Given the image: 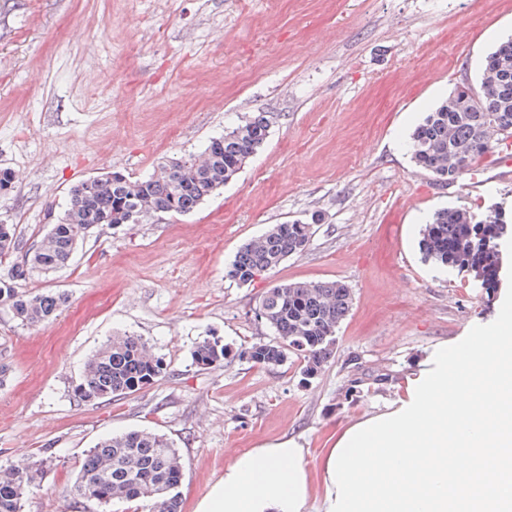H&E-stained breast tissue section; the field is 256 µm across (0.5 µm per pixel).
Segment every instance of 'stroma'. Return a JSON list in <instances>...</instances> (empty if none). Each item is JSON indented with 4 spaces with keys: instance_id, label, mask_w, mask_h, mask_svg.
Masks as SVG:
<instances>
[{
    "instance_id": "stroma-1",
    "label": "stroma",
    "mask_w": 512,
    "mask_h": 512,
    "mask_svg": "<svg viewBox=\"0 0 512 512\" xmlns=\"http://www.w3.org/2000/svg\"><path fill=\"white\" fill-rule=\"evenodd\" d=\"M512 36V0H0V167L14 188L0 222L25 243L54 224L71 187L105 172L150 175L260 112L269 136L191 214L101 225L69 264L28 291L66 292L49 322L0 305V465L42 464L23 512H135L68 496L89 451L113 434L164 435L195 512L239 456L294 439L325 512L324 460L351 425L387 412L420 364L498 316L496 289L425 262L421 231L444 208L512 215V167L443 184L407 141L457 87H478L488 52ZM311 223L308 248L249 284L226 271L269 225ZM341 281L353 304L336 354L304 378L300 356L249 358L273 339L260 296L282 281ZM142 337L166 371L119 400L74 389L112 334ZM232 350L203 369V339Z\"/></svg>"
}]
</instances>
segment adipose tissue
I'll return each mask as SVG.
<instances>
[{"label":"adipose tissue","mask_w":512,"mask_h":512,"mask_svg":"<svg viewBox=\"0 0 512 512\" xmlns=\"http://www.w3.org/2000/svg\"><path fill=\"white\" fill-rule=\"evenodd\" d=\"M303 450L286 439L228 466L196 512H305L309 481Z\"/></svg>","instance_id":"1"}]
</instances>
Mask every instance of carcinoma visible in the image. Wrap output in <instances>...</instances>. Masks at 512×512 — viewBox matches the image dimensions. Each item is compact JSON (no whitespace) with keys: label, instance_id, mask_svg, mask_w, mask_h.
<instances>
[{"label":"carcinoma","instance_id":"carcinoma-1","mask_svg":"<svg viewBox=\"0 0 512 512\" xmlns=\"http://www.w3.org/2000/svg\"><path fill=\"white\" fill-rule=\"evenodd\" d=\"M480 86L487 87L483 110L472 107L466 88H458L410 135L413 162L449 184L499 149L498 131L512 132V38L487 55ZM270 126L269 115L260 112L211 139L200 153L176 158L147 177L111 172L79 181L70 190L58 222L28 248L17 225L0 224V259L24 252L22 261L12 264L8 280L0 282V303L7 304L23 325L49 321L65 306L67 295L21 291L18 283L35 271L50 274L64 267L100 224H128L134 214L144 221L192 213L244 168L265 143ZM507 229L505 213L499 209L477 220L465 208H446L425 224L419 246L424 260L467 272L494 288L501 264L499 241ZM311 237L312 226L302 221L273 224L239 249L228 276L248 284L303 252ZM352 301L351 288L341 281L272 286L259 299L258 315L278 341L255 344L250 359L273 366L294 353L303 358L304 375H317L335 355L336 330ZM229 352L230 346L204 339L196 345L193 360L203 369L215 368ZM165 370L162 358L141 337L116 334L88 358L76 394L88 402L133 394L153 385ZM41 472L39 464L0 467V512H21ZM182 476L183 463L172 442L153 432L128 431L89 451L71 493L99 505L138 500L144 512H180Z\"/></svg>","mask_w":512,"mask_h":512}]
</instances>
